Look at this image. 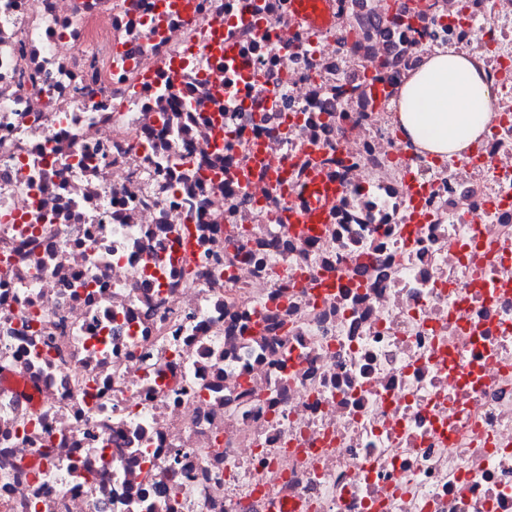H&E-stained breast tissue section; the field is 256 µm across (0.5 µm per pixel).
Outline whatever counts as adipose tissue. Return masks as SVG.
<instances>
[{
  "label": "adipose tissue",
  "mask_w": 512,
  "mask_h": 512,
  "mask_svg": "<svg viewBox=\"0 0 512 512\" xmlns=\"http://www.w3.org/2000/svg\"><path fill=\"white\" fill-rule=\"evenodd\" d=\"M491 102L490 89L467 57L438 55L403 86L398 122L425 151L458 152L485 133Z\"/></svg>",
  "instance_id": "1"
}]
</instances>
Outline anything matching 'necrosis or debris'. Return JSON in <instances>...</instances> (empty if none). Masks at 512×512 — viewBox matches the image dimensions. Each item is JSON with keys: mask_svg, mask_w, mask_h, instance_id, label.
Wrapping results in <instances>:
<instances>
[{"mask_svg": "<svg viewBox=\"0 0 512 512\" xmlns=\"http://www.w3.org/2000/svg\"><path fill=\"white\" fill-rule=\"evenodd\" d=\"M315 2L0 0V512H512V0ZM491 102L490 89L467 57L433 56L403 86L398 122L425 151L458 152L486 132ZM307 193L314 199L312 209L295 219V224H291L293 229L303 230L314 226V224H320L322 213L331 198L330 195L333 193V189L323 184L317 177H314L311 182V190H308ZM315 194L317 197H315Z\"/></svg>", "mask_w": 512, "mask_h": 512, "instance_id": "4bbe7bcc", "label": "necrosis or debris"}]
</instances>
